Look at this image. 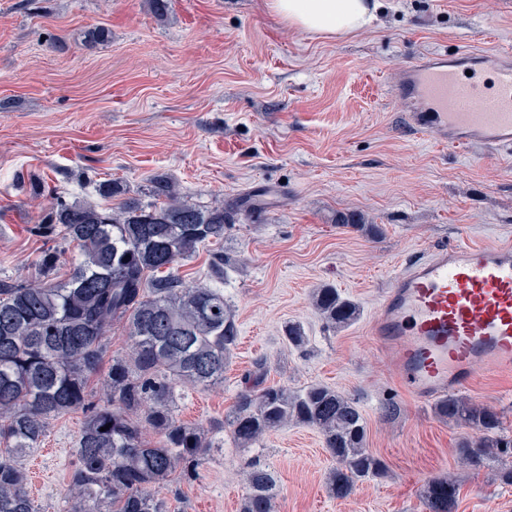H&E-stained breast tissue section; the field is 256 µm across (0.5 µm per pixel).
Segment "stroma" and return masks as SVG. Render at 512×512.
<instances>
[{"instance_id": "obj_1", "label": "stroma", "mask_w": 512, "mask_h": 512, "mask_svg": "<svg viewBox=\"0 0 512 512\" xmlns=\"http://www.w3.org/2000/svg\"><path fill=\"white\" fill-rule=\"evenodd\" d=\"M96 27L107 40H89ZM466 47L512 49V0H377L368 31L336 40L289 29L264 0H171L161 20L147 0H0V276H37L51 249L58 278L80 261L76 244L35 230L47 186L103 208L112 202L95 187L106 179L142 196L164 174L202 207L278 188L262 212L236 215L227 279L212 277L210 245L180 264L186 283L206 282L232 305L239 343L223 385L178 390V417L223 420L262 360L271 383L355 398L387 466L336 499L316 430L291 425L249 449L226 431L195 473L161 491L167 512H239L253 461L278 479L277 512H428L421 492L439 475L458 485L455 512H512V485L458 463L463 429L400 391L370 334L396 271L441 245L512 244V158L417 133L395 97L415 60ZM324 286L360 305L356 322L326 326L311 300ZM291 323L305 347L286 341ZM464 394L512 431V375L476 371ZM82 422L53 421L21 459L40 512L68 510Z\"/></svg>"}]
</instances>
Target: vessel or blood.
Segmentation results:
<instances>
[{
  "mask_svg": "<svg viewBox=\"0 0 512 512\" xmlns=\"http://www.w3.org/2000/svg\"><path fill=\"white\" fill-rule=\"evenodd\" d=\"M486 67L492 92L465 78ZM418 132L473 152H512V52L427 55L398 83ZM371 333L395 359L408 396L430 400L468 387L476 368L512 373V247L440 246L389 280Z\"/></svg>",
  "mask_w": 512,
  "mask_h": 512,
  "instance_id": "vessel-or-blood-1",
  "label": "vessel or blood"
}]
</instances>
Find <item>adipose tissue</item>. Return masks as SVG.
<instances>
[{
  "label": "adipose tissue",
  "instance_id": "ef3b65f1",
  "mask_svg": "<svg viewBox=\"0 0 512 512\" xmlns=\"http://www.w3.org/2000/svg\"><path fill=\"white\" fill-rule=\"evenodd\" d=\"M264 6L288 27L320 38L370 29L377 8L375 0H265Z\"/></svg>",
  "mask_w": 512,
  "mask_h": 512
}]
</instances>
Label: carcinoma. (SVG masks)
<instances>
[{
  "instance_id": "obj_1",
  "label": "carcinoma",
  "mask_w": 512,
  "mask_h": 512,
  "mask_svg": "<svg viewBox=\"0 0 512 512\" xmlns=\"http://www.w3.org/2000/svg\"><path fill=\"white\" fill-rule=\"evenodd\" d=\"M96 191L115 206L53 195L38 226L80 248L82 260L66 279L55 277L54 252L41 258L38 281L0 278V512H36L17 459L40 447L51 421L76 412L84 421L68 474L69 512H163L157 490L197 468L212 448L210 433L226 427L240 448L290 424L317 430L336 462L326 482L336 498L385 475V462L367 448L355 399L321 384H269L262 362L245 375L224 422L207 429L181 421L176 387L224 383L238 328L224 294L186 284L177 264L224 241L238 204L202 208L163 175L148 179L150 202L117 181H101ZM313 302L334 329L361 314L334 288L318 289ZM116 328L128 348L112 355L104 374ZM434 413L477 434L459 440L458 462L479 471L490 460H512V434L493 408L450 395ZM245 481L240 512H274V473L255 463ZM458 495L447 476L428 480L422 492L429 512H453Z\"/></svg>"
}]
</instances>
